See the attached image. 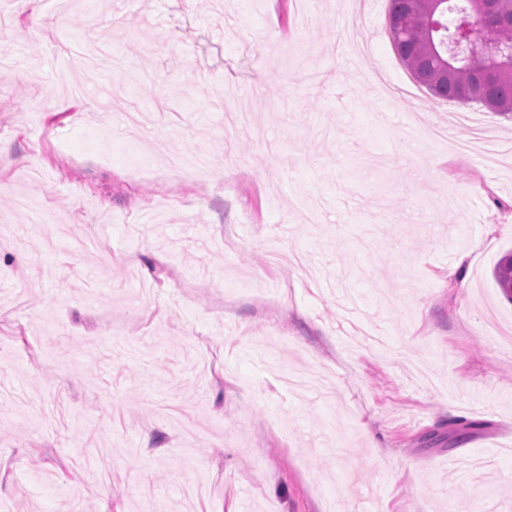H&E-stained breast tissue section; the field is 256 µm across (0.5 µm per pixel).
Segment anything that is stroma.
Masks as SVG:
<instances>
[{"mask_svg":"<svg viewBox=\"0 0 512 512\" xmlns=\"http://www.w3.org/2000/svg\"><path fill=\"white\" fill-rule=\"evenodd\" d=\"M387 7L0 0V512H512V118Z\"/></svg>","mask_w":512,"mask_h":512,"instance_id":"1","label":"stroma"}]
</instances>
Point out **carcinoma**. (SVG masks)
<instances>
[{
    "label": "carcinoma",
    "mask_w": 512,
    "mask_h": 512,
    "mask_svg": "<svg viewBox=\"0 0 512 512\" xmlns=\"http://www.w3.org/2000/svg\"><path fill=\"white\" fill-rule=\"evenodd\" d=\"M388 28L393 49L411 75L435 99L480 103L512 113V23L494 16L477 22L472 0H389ZM483 56L479 65L460 60L448 65V40ZM497 286L512 301V254L493 270Z\"/></svg>",
    "instance_id": "obj_1"
}]
</instances>
